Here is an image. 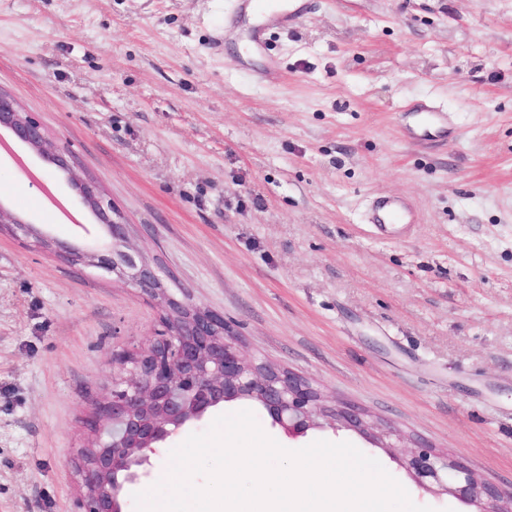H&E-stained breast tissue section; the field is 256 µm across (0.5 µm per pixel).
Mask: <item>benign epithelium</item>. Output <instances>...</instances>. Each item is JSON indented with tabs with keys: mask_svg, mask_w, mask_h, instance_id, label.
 I'll list each match as a JSON object with an SVG mask.
<instances>
[{
	"mask_svg": "<svg viewBox=\"0 0 512 512\" xmlns=\"http://www.w3.org/2000/svg\"><path fill=\"white\" fill-rule=\"evenodd\" d=\"M2 131L67 174L77 203L96 217L100 232L78 245L62 243L1 201L0 230L74 266L108 273L155 300L163 311L151 343L123 359L131 364L130 375L113 382L110 395L85 421L90 437L76 462L83 487L80 512H127V495L148 474L157 449L230 403L257 405L291 439L328 424L359 434L374 448H401L409 441L401 433H374V424L354 406L325 404L319 390L301 376L247 359L224 315L196 303L186 291L179 296L169 291L161 265L133 251L130 224L105 200L99 182L78 174L41 122L0 92ZM393 460L423 490L475 505V512H512V489L506 492L478 479L431 446L414 441L405 456Z\"/></svg>",
	"mask_w": 512,
	"mask_h": 512,
	"instance_id": "obj_1",
	"label": "benign epithelium"
}]
</instances>
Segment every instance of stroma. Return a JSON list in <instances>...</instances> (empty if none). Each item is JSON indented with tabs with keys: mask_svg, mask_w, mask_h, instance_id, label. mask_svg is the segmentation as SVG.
Returning a JSON list of instances; mask_svg holds the SVG:
<instances>
[{
	"mask_svg": "<svg viewBox=\"0 0 512 512\" xmlns=\"http://www.w3.org/2000/svg\"><path fill=\"white\" fill-rule=\"evenodd\" d=\"M275 30L278 78L221 40L235 0H0V90L78 171L98 178L131 241L246 355L312 381L327 400L448 451L512 488V0H311ZM428 101L429 140L401 123ZM0 154V201L59 241L45 187L63 173ZM420 213L403 239L366 221L374 198ZM145 295L0 233V512H78L74 461L119 359L160 324ZM348 441L412 501L461 512L379 448Z\"/></svg>",
	"mask_w": 512,
	"mask_h": 512,
	"instance_id": "35a3bbf8",
	"label": "stroma"
}]
</instances>
